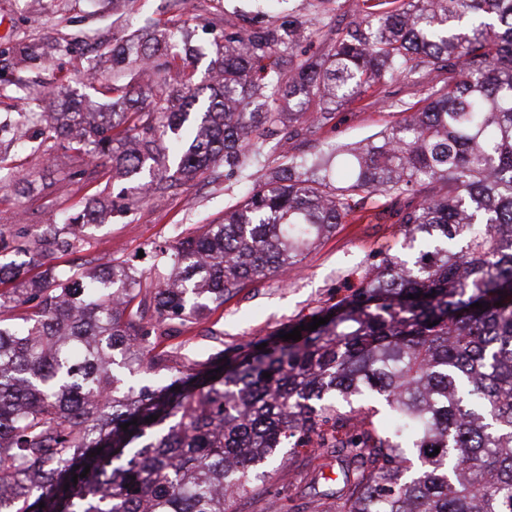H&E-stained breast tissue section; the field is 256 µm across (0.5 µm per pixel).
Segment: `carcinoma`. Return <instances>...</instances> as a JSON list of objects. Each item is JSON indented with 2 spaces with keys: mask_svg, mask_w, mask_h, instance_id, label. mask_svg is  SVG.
Returning a JSON list of instances; mask_svg holds the SVG:
<instances>
[{
  "mask_svg": "<svg viewBox=\"0 0 512 512\" xmlns=\"http://www.w3.org/2000/svg\"><path fill=\"white\" fill-rule=\"evenodd\" d=\"M336 10L317 0L310 20L224 22L205 85L137 48L112 53L116 102L133 60L164 87L131 114L18 113L41 124L23 149L54 140L81 165L107 157L138 203L218 162L244 176L264 140L285 146L375 84L431 82L423 106L394 104L402 119L366 142L252 181L223 221L156 249L147 277L121 257L34 276L0 262V512H234L284 449L311 443L340 463L313 512H512V0L370 4L327 31ZM315 37L320 53L283 60ZM372 196L412 253L366 268L314 312L326 324L205 360L162 347L172 321L295 270ZM85 217L0 233V253H66L88 242ZM26 304V325L4 317ZM136 370L170 381L137 387Z\"/></svg>",
  "mask_w": 512,
  "mask_h": 512,
  "instance_id": "1",
  "label": "carcinoma"
}]
</instances>
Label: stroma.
Masks as SVG:
<instances>
[{
	"label": "stroma",
	"mask_w": 512,
	"mask_h": 512,
	"mask_svg": "<svg viewBox=\"0 0 512 512\" xmlns=\"http://www.w3.org/2000/svg\"><path fill=\"white\" fill-rule=\"evenodd\" d=\"M315 0H282L264 12L261 0H0V156L21 171L24 180L0 183V231L12 233L25 224L40 230L61 214L76 213L98 192L114 201L116 213H104L94 227L90 246L80 252H47L42 266L97 264L113 256L129 259L143 271L153 262L155 246L176 245L182 232L223 216L239 194L235 180L215 167L176 194L150 197L125 209L124 184L71 175L67 150L49 145L33 155L22 150L11 128L18 112H61L81 104L88 112H108L112 97V49L131 38L148 43V23L189 35L192 48L183 63L198 83L209 79L212 61L223 50L224 20L241 16L253 26L275 25L285 11L312 16ZM418 84L399 80L375 85L354 102L337 108L333 121L314 127L288 143L296 156L318 152L333 141L356 142L398 121L391 101L422 99ZM382 197H373L364 212L351 215L335 235L321 241L285 278L248 283L226 298L208 319L168 337L167 345L207 357L234 350L248 341L275 337L315 309L335 303L358 283V274L383 254L400 250L399 225L379 216ZM335 476V461L299 448L263 487L239 497L236 512H267V502L281 500L286 512H311L324 483L318 472Z\"/></svg>",
	"instance_id": "obj_1"
}]
</instances>
